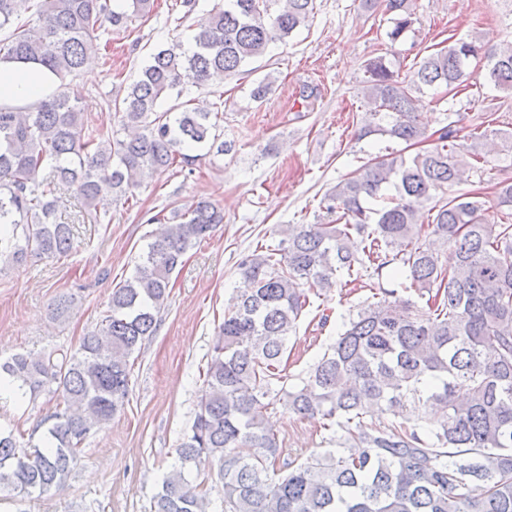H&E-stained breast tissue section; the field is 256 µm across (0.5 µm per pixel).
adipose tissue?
<instances>
[{"label": "adipose tissue", "mask_w": 512, "mask_h": 512, "mask_svg": "<svg viewBox=\"0 0 512 512\" xmlns=\"http://www.w3.org/2000/svg\"><path fill=\"white\" fill-rule=\"evenodd\" d=\"M58 85L56 75L35 64L0 62V104L31 105L40 102Z\"/></svg>", "instance_id": "ef3b65f1"}]
</instances>
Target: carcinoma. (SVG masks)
<instances>
[{
	"instance_id": "obj_1",
	"label": "carcinoma",
	"mask_w": 512,
	"mask_h": 512,
	"mask_svg": "<svg viewBox=\"0 0 512 512\" xmlns=\"http://www.w3.org/2000/svg\"><path fill=\"white\" fill-rule=\"evenodd\" d=\"M270 2L224 0L190 47L152 52L124 97L112 100L118 123L105 129L85 124L66 80L103 35L149 13L151 0H0V61L39 63L60 81L36 105L0 104V263L70 255L71 229L53 220L63 188H75L88 208L108 194L127 202L141 173L223 152L219 113L161 112L160 104L183 95L187 80L201 87L236 76L313 18L315 0H278L273 16ZM360 6L392 15V43L414 24L415 0ZM479 57L487 60L484 81L512 91V43L459 39L403 77L382 56L366 61L373 112L359 136L388 135L417 152L370 158L324 196L328 222L290 224L278 244L242 256L243 286L218 327L191 433L154 512H207V479L185 476L203 459L217 464L224 512H512V183L492 200L436 199L481 162L488 132L470 133L466 145L450 123L429 132L413 99L425 87L448 95L463 86ZM174 217L180 221L112 288L99 327L78 348L0 363L24 393L55 400L40 423L42 446L22 445L18 425L0 428V488L32 496L62 487L91 433L123 407L130 358L155 334L172 274L224 223L207 201ZM391 265L404 272L398 287L372 282ZM352 283L381 297L349 316L302 387L288 385L282 360L310 295ZM411 290L425 305L401 295ZM279 404L337 426L338 451L280 463L268 419ZM388 412L406 419L375 421Z\"/></svg>"
}]
</instances>
